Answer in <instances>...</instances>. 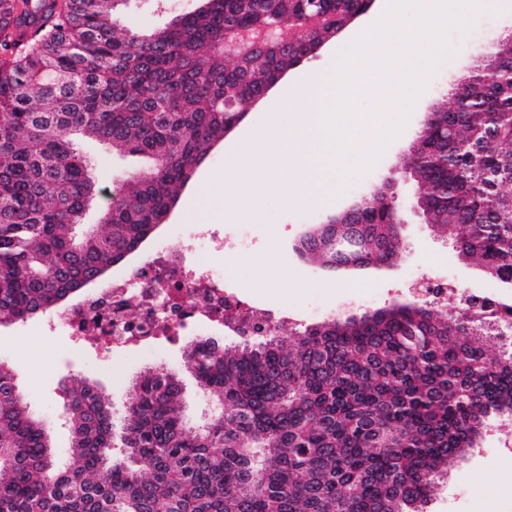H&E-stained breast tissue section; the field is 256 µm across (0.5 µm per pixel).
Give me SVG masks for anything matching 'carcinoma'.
<instances>
[{
    "instance_id": "cac0c4a2",
    "label": "carcinoma",
    "mask_w": 512,
    "mask_h": 512,
    "mask_svg": "<svg viewBox=\"0 0 512 512\" xmlns=\"http://www.w3.org/2000/svg\"><path fill=\"white\" fill-rule=\"evenodd\" d=\"M116 0H0V325L65 302L136 253L224 128L311 53L359 0H201L162 27H119ZM294 30L288 52L275 47ZM472 108L436 102L403 168L424 218L512 288V40L466 78ZM137 156L122 202L84 229L101 194L77 140ZM320 225L303 254L331 269L388 266L400 201L380 192ZM394 304L290 339L191 343L185 368L223 411L197 429L175 374L133 379L115 434L112 397L65 388L71 446L0 364V512H424L448 461L512 422V307Z\"/></svg>"
}]
</instances>
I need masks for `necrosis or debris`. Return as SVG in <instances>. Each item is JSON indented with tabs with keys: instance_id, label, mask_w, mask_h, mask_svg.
Segmentation results:
<instances>
[{
	"instance_id": "necrosis-or-debris-1",
	"label": "necrosis or debris",
	"mask_w": 512,
	"mask_h": 512,
	"mask_svg": "<svg viewBox=\"0 0 512 512\" xmlns=\"http://www.w3.org/2000/svg\"><path fill=\"white\" fill-rule=\"evenodd\" d=\"M198 247L189 250L173 236L155 252L147 270H133L91 292L47 323L63 331L72 351L94 338L104 353L127 346L150 347L155 340L180 337L194 323L213 322L232 315L231 330L240 333L255 313L246 302L225 293L224 273L200 266L203 252L220 253L225 241L208 227L197 231Z\"/></svg>"
}]
</instances>
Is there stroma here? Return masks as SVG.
<instances>
[{
    "label": "stroma",
    "mask_w": 512,
    "mask_h": 512,
    "mask_svg": "<svg viewBox=\"0 0 512 512\" xmlns=\"http://www.w3.org/2000/svg\"><path fill=\"white\" fill-rule=\"evenodd\" d=\"M171 14L150 7L147 0H122L116 15L122 24L134 23L151 28L169 22L171 15L197 8L199 0H166ZM374 31L373 17L362 18L317 54L307 57L247 114L245 119L215 146L193 178L182 190L165 224L127 263L108 270L102 285L127 270L145 265L156 246L171 235L189 236L194 225L208 224L223 236L227 246L218 256L202 255L204 264H219L224 269V289L250 301L275 320L283 337L334 319L360 317L394 303L414 300V288L424 279L446 283L448 311L459 314L464 295H499L496 281L480 267L463 260L448 241L422 224L420 217L406 213L401 248L391 266L369 268L354 275L332 274L318 264L303 260L297 246L311 225L320 224L343 212L351 204L370 197L373 190L406 153L420 128L424 110L448 90V83L460 67L475 60L478 50L512 34V0L503 9L479 13L468 31H452L453 47L429 77L425 90L417 98L399 135L386 142L372 163H359L344 173L336 194L318 209L262 205L255 217H241L225 223L219 210L222 200L210 199L209 178L220 177L229 157L238 145L254 136L266 122L268 111L281 101L288 89L304 79L314 68L333 72L347 45L364 40ZM80 151L87 157L92 174L102 189L96 207L85 222L96 227L99 210L110 202L113 187L137 171L141 162L135 157L112 154L97 140L83 139ZM250 241L248 252L234 249L240 236ZM288 320H281V313ZM45 316L18 321L0 328V362L9 365L16 382L35 416L50 431L58 453L69 446L64 425L65 402L61 383L68 378L85 379L111 393L115 403L126 399L131 380L148 368H163L182 382L181 414L188 426L203 422L206 397L193 376L184 368V343L162 344L150 356L136 353L104 358L97 348L86 347L74 353L67 339L44 332ZM486 454L470 452L448 463V475L439 483L428 505L429 512H512V429L490 427L482 442Z\"/></svg>",
    "instance_id": "1"
}]
</instances>
